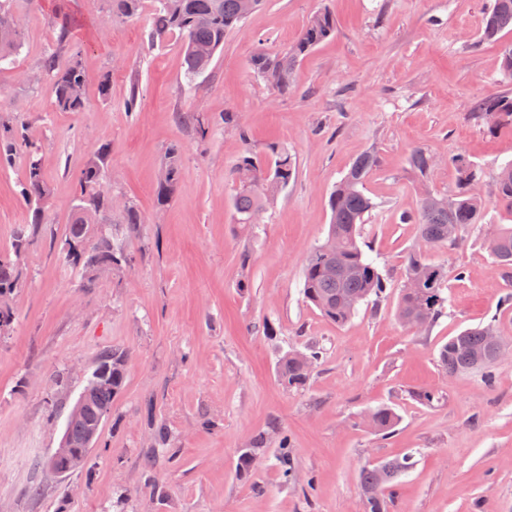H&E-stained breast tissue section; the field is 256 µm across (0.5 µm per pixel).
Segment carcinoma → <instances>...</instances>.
Returning <instances> with one entry per match:
<instances>
[{
    "instance_id": "obj_1",
    "label": "carcinoma",
    "mask_w": 512,
    "mask_h": 512,
    "mask_svg": "<svg viewBox=\"0 0 512 512\" xmlns=\"http://www.w3.org/2000/svg\"><path fill=\"white\" fill-rule=\"evenodd\" d=\"M107 2L109 14L115 17H133L141 8V0ZM261 3L262 0H154L148 39L154 44L164 42L173 34L180 36L185 75L192 83L208 70L216 52L224 48V35L239 27ZM335 31L336 23L331 11H318L293 45L279 52H268L262 48L256 50L251 56V69L262 80L266 79V74H271V88L286 94L300 57L332 37ZM511 33L512 0H492L482 38L502 41V71L512 78V40H503ZM22 36L23 26L15 0H0V63L10 62L17 56ZM43 69L53 80L54 108L61 112L81 111L85 106L84 77L78 52L72 51L67 56L50 53L44 58ZM477 111L493 127L502 122H512V96L485 99L477 105ZM110 153L109 146L99 147L78 176L72 222L66 226L62 242L63 258L70 265L82 268L85 288L93 284V269L88 258L93 257L118 270L133 264L134 257L117 242V235L134 234L143 223V217L134 205L130 204L117 213L107 199L99 196ZM18 156L25 163L21 195L31 207L32 222L18 224L14 229L11 251L16 256L42 235L44 208L50 195L39 148L24 132L8 129L6 138L0 140V167L11 166ZM453 162L457 172V191L446 194L428 186L433 172L431 152L415 147L408 156L410 170L424 186L411 222L418 225L419 238L426 246L455 243L465 226L481 221L486 201L471 192L473 182L480 180L481 170L462 156ZM179 166V149L172 147L166 153L157 186L161 205L174 195ZM375 166L376 158L371 152L361 154L351 163L328 202L331 221L327 237L336 239V251H326L321 243L310 252L304 265L303 298L314 305L323 317L336 324L351 320L362 304L372 298H382L386 290L385 278L376 260L367 256L359 243V224L377 207L364 192V183ZM295 173L293 155L279 145L271 147L270 158L266 161L251 155L242 156L233 170V178L239 185L233 202L237 223L249 224L253 214L273 205ZM491 196L495 203H503L512 210V161L501 166ZM487 249L498 268L511 273L512 225H498L487 241ZM447 277L448 272L443 266L428 261L421 248L414 249L406 261L404 282L408 284L415 280L417 287L401 288L396 310L398 320L404 325L413 318L433 324L447 303L444 296ZM19 281L17 260L1 254L0 335L7 332L14 321L8 298L18 288ZM491 328L490 324L477 326L449 338L440 349V367L448 374H478L485 383H492L494 368L505 346L490 338ZM318 360L317 351L309 354L288 351L278 359V376L292 388H303ZM97 368L109 371L112 381L90 391L82 403L81 413L69 421V433L77 444L91 423L101 414L111 412L112 400L122 390L126 379L127 358L116 350L105 352L97 362ZM398 421L397 413L383 405L373 408L367 418L369 427L383 435L391 433ZM276 460L283 481H292L294 458L287 444L278 448ZM414 465V455L406 454L363 467L359 483L365 512H386L388 492Z\"/></svg>"
}]
</instances>
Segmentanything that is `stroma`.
Wrapping results in <instances>:
<instances>
[{"label":"stroma","instance_id":"35a3bbf8","mask_svg":"<svg viewBox=\"0 0 512 512\" xmlns=\"http://www.w3.org/2000/svg\"><path fill=\"white\" fill-rule=\"evenodd\" d=\"M491 0H264L224 36L208 71L184 76L178 38L147 39L151 0L113 18L105 0H17L23 41L0 67V122L37 142L50 186L45 239L20 263L0 336V512H364L362 466L414 453L388 512H512V355L493 384L451 377L439 351L452 336L493 323L512 344V276L486 248L512 218L489 204L457 243L425 248L448 271L445 312L427 331L401 324L403 269L418 244L417 179L410 150L439 157L431 185L454 191L462 155L491 185L512 160V124L489 127L479 100L512 93L500 44L482 39ZM72 21L60 41L57 8ZM329 9L334 36L297 64L282 95L250 68L256 48L296 40ZM78 50L85 106L54 109L41 68L52 51ZM137 97L136 111L127 102ZM197 112L204 126L186 122ZM233 113L236 124L224 121ZM103 144L105 181L144 222L127 239L132 267L96 274L82 287L60 253L80 171ZM285 145L296 176L256 228L237 224L230 177L243 154ZM181 154L176 191L157 202L170 148ZM372 152L365 190L377 204L361 226L387 279L385 297L339 325L304 302L302 271L326 237L328 200L350 163ZM23 160L0 169V253L32 220ZM127 353L125 386L112 402L82 471L57 475L45 462L103 351ZM321 353L305 388L286 387L277 361L289 350ZM64 386H57V376ZM439 394L426 404L418 395ZM387 405L391 434L364 417ZM167 424L156 445L149 417ZM288 444L298 480L282 485L276 451ZM254 449L253 470L239 471Z\"/></svg>","mask_w":512,"mask_h":512}]
</instances>
